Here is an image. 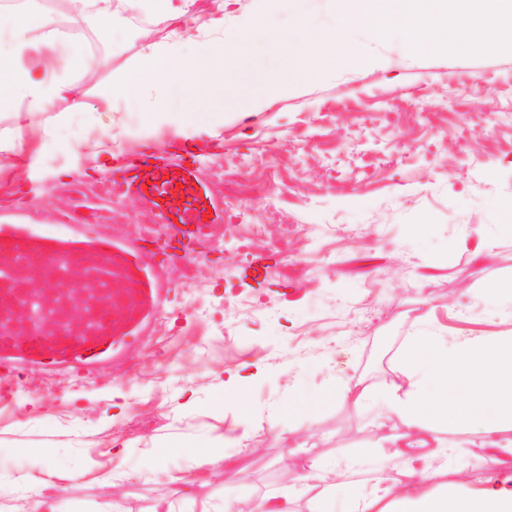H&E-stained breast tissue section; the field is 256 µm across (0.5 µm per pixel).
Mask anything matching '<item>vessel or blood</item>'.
I'll return each instance as SVG.
<instances>
[{
	"mask_svg": "<svg viewBox=\"0 0 512 512\" xmlns=\"http://www.w3.org/2000/svg\"><path fill=\"white\" fill-rule=\"evenodd\" d=\"M126 194L157 210L162 224L193 238L220 209L194 168L160 155H139L123 170ZM144 245L120 241L102 231L88 235L80 224H23L0 219V300L14 303L15 314L0 316V376L12 378L27 368L46 373L60 370L93 372L111 366L121 351L138 347L144 321H112L117 294L140 297L158 308L164 289L155 270L140 268ZM50 269L49 285L18 293L15 277L33 261ZM86 303L83 314L60 310L62 296ZM65 321L69 329L52 335L50 324Z\"/></svg>",
	"mask_w": 512,
	"mask_h": 512,
	"instance_id": "1",
	"label": "vessel or blood"
}]
</instances>
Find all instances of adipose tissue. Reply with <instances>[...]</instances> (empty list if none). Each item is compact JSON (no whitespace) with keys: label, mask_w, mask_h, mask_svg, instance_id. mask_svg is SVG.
Segmentation results:
<instances>
[{"label":"adipose tissue","mask_w":512,"mask_h":512,"mask_svg":"<svg viewBox=\"0 0 512 512\" xmlns=\"http://www.w3.org/2000/svg\"><path fill=\"white\" fill-rule=\"evenodd\" d=\"M192 2L127 0L130 7L167 19L170 32L165 40L142 45L129 65L113 72L112 83L103 94L107 109L92 116L104 130L122 128L121 118L111 108L113 101L121 100L137 104L143 138L173 123L184 137L215 134V121L177 120L174 102L218 83L225 57L236 52L238 43L268 31L269 20L262 13L254 16L240 31L237 44L213 43L206 60H194L183 53L184 22ZM54 21L40 0H25L24 8L6 20L13 41L8 57L0 56V109L14 111L17 122L12 129L0 131V151L22 155L33 132L41 146L58 145L56 126L82 110L78 84L50 75L56 51L50 37ZM57 103L62 109L52 123L32 128L31 117ZM401 354L408 383L392 384L383 396L387 413L374 423L380 442L389 444L398 455L406 449L417 452L434 447L450 456L455 446L445 440V432L468 422L481 426L484 447H503L499 434L512 427L511 333L464 336L451 342L422 330L407 338ZM360 464L357 457L340 469L310 463L306 489L314 501H322ZM346 512H512V488L476 489L465 477L452 496L444 497L418 491L411 480L396 492L388 478L378 476L348 496Z\"/></svg>","instance_id":"1"}]
</instances>
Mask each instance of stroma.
<instances>
[{
  "label": "stroma",
  "mask_w": 512,
  "mask_h": 512,
  "mask_svg": "<svg viewBox=\"0 0 512 512\" xmlns=\"http://www.w3.org/2000/svg\"><path fill=\"white\" fill-rule=\"evenodd\" d=\"M271 33L224 61V82L183 101L196 118H219L215 136L184 142L164 127L150 144L135 131L136 106L121 114L125 159L162 151L197 166L224 204L215 244L163 260L170 288L143 345L92 376L23 372L0 388V512H32L31 494L54 469L56 512H213L241 496L279 491L304 478L310 459L358 454L362 474L395 482L407 465L378 447L380 404L339 397L347 381L383 387L400 376L398 354L422 327L446 336L512 333V302L485 289L512 286V52H418L396 37L356 30L363 62L327 71L317 56L294 66L276 30L308 10L322 29L334 0H236L224 10L232 41L255 9ZM167 35L163 17L119 10L82 77L87 112L143 42ZM287 85L267 91L270 79ZM67 150L0 152V216L26 224H86L133 237L149 206L112 199L82 141L98 131L84 114L58 130ZM490 251H479L480 243ZM240 370L239 387L225 386ZM249 440H239L242 424ZM223 434L235 467L198 468L200 446ZM461 448L430 463L421 490L452 491L461 473L512 475V453H489L477 425Z\"/></svg>",
  "instance_id": "35a3bbf8"
}]
</instances>
